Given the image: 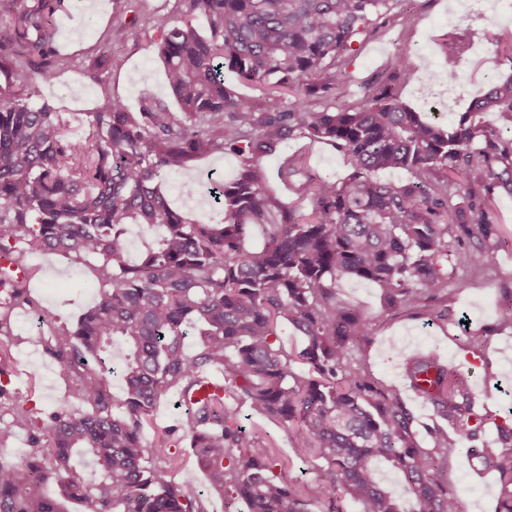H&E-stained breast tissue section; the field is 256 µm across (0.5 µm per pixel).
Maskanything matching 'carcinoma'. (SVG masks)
<instances>
[{"mask_svg": "<svg viewBox=\"0 0 512 512\" xmlns=\"http://www.w3.org/2000/svg\"><path fill=\"white\" fill-rule=\"evenodd\" d=\"M183 2L205 16L207 33L189 19L160 24L180 112L151 100L131 112L106 97L73 140L62 113L35 100L37 85L70 66L54 46L58 0H0V253L23 271L30 250L90 264L99 288L73 327L37 336L74 380L82 411L64 402L43 416L21 398L0 410V456L17 430L28 435L17 460H0V512H209L208 500L173 478L184 444L223 494L224 512H240L239 500L246 512H308L272 445L241 425L245 406L288 424L296 457L324 462L317 495L325 512H342L343 498L360 512H462L448 456L461 439L479 440L487 417L438 353L407 356L409 384L454 430L435 427L422 447L400 393L353 366L369 323L336 298V284L367 280L386 309L445 320L451 271L512 245L493 233L491 208L497 193L512 194V75L445 128L399 99L396 84L409 70L401 56L357 93L346 82L355 42L390 0ZM226 69L295 101L249 107L224 85ZM485 112L497 114L496 127L479 120ZM296 132L332 145L352 169L336 183L304 157L288 159L282 175L299 179L308 213L281 205L255 165ZM227 149L254 163L214 188L221 220L195 223L173 210L166 174ZM393 170L411 178H375ZM130 224L164 228L136 264L124 240ZM257 224L265 239L251 248L246 235ZM27 280L0 286L31 305ZM496 320L512 328V292ZM284 322L301 334L299 346L285 348ZM214 370L222 392L193 397ZM170 392L183 398L180 428L154 420ZM496 429L498 447L480 459L499 475L496 512H512V424ZM382 462L401 474L403 494L383 484ZM52 482L55 498L43 492Z\"/></svg>", "mask_w": 512, "mask_h": 512, "instance_id": "cac0c4a2", "label": "carcinoma"}]
</instances>
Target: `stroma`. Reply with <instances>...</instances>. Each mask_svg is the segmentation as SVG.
Here are the masks:
<instances>
[{"instance_id": "stroma-1", "label": "stroma", "mask_w": 512, "mask_h": 512, "mask_svg": "<svg viewBox=\"0 0 512 512\" xmlns=\"http://www.w3.org/2000/svg\"><path fill=\"white\" fill-rule=\"evenodd\" d=\"M494 4L495 0H392L386 15L376 19L373 32L362 39L348 68L350 88L358 89L377 77L390 59L400 54L410 63V71L399 85L401 100L421 110L428 103L446 101L440 122L456 123L490 81L512 73V61L485 37L492 26L503 35L512 34V15H497ZM187 16L197 27H205L203 14L187 13L184 0H129L121 12L115 11L111 0H61L53 18L54 45L69 54L74 65L40 86L41 100L62 112L66 131L73 138L83 136L88 112L95 110L106 93L134 112L148 99L173 106L155 23ZM119 23L126 24L128 35L112 45L111 52L121 58V65L93 70L91 48L102 46L104 31ZM432 72L437 81L426 83V75ZM296 153L304 154L312 170L332 181L346 179L351 169L331 145L299 135L289 137L278 154L261 159L269 190L288 207L307 211L309 199L279 175L284 157ZM243 164V157L231 152L207 154L168 174L164 188L173 206L189 218L214 223L219 216L206 192L212 182L232 181ZM28 264L29 293L38 309L10 303L8 295L0 296V310L10 313L13 331L12 344L0 353L7 363L6 373L0 374V403L7 405L12 397H23L39 412L48 413L67 397L69 386L60 377L55 360L33 340L39 327L38 312L46 310L53 325L72 324L95 301L97 290L91 285L87 267L69 264L62 257L37 251L29 254ZM452 278L456 285L448 290V319L444 322L386 310L380 288L365 280L345 278L336 288L339 301L366 314L370 340L360 356L379 381L402 391L417 416L418 439L425 447L430 444L427 429L439 418L430 403L407 390L402 360L406 354L438 351L444 364L467 376L488 417L484 440L493 441L497 425L512 421V328L496 325L498 300L512 291V250H496L484 267L456 269ZM476 333L482 334V343L466 346L467 336ZM245 424L272 438L288 457V480L314 493L321 462L294 457L293 435L287 426L253 414ZM448 474L463 512H495L500 485L496 474L485 470L477 456L463 450L449 456Z\"/></svg>"}]
</instances>
